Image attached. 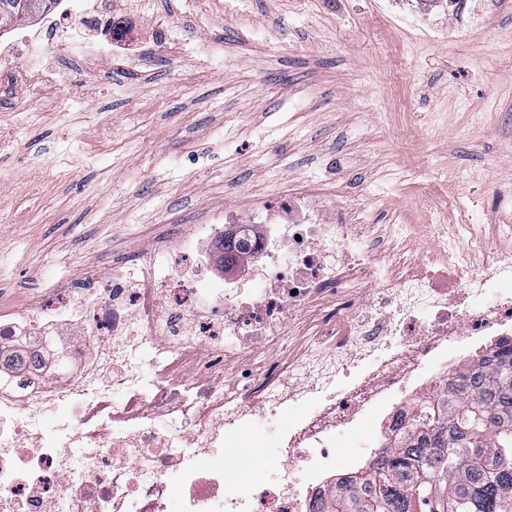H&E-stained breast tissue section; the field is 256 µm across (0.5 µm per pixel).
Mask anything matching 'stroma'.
Wrapping results in <instances>:
<instances>
[{
	"label": "stroma",
	"mask_w": 512,
	"mask_h": 512,
	"mask_svg": "<svg viewBox=\"0 0 512 512\" xmlns=\"http://www.w3.org/2000/svg\"><path fill=\"white\" fill-rule=\"evenodd\" d=\"M152 0L175 44L116 49L0 106V308L33 314L172 225L323 184L337 206L407 224V258L451 218L454 183L496 250L512 196V0Z\"/></svg>",
	"instance_id": "35a3bbf8"
}]
</instances>
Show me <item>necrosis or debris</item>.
I'll return each mask as SVG.
<instances>
[{"label": "necrosis or debris", "instance_id": "necrosis-or-debris-1", "mask_svg": "<svg viewBox=\"0 0 512 512\" xmlns=\"http://www.w3.org/2000/svg\"><path fill=\"white\" fill-rule=\"evenodd\" d=\"M70 20L67 49L91 65L137 38L108 13ZM440 196L458 218L433 226L421 260L396 247L401 225L382 237L311 185L174 228L131 267L0 316V348L63 336L77 360L61 379L0 373V512H169L174 500L178 512H315L355 474L336 465L337 433L370 427L388 441L473 348L512 335V253L479 260L484 228L452 191ZM229 231L254 260L244 287L198 248ZM303 315L311 341L289 347ZM257 414L284 421L281 466L226 467Z\"/></svg>", "mask_w": 512, "mask_h": 512}]
</instances>
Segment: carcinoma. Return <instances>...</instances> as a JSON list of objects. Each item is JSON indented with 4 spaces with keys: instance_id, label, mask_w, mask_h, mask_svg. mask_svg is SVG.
<instances>
[{
    "instance_id": "carcinoma-1",
    "label": "carcinoma",
    "mask_w": 512,
    "mask_h": 512,
    "mask_svg": "<svg viewBox=\"0 0 512 512\" xmlns=\"http://www.w3.org/2000/svg\"><path fill=\"white\" fill-rule=\"evenodd\" d=\"M47 6L0 0V29ZM321 512H512V346L472 359Z\"/></svg>"
}]
</instances>
